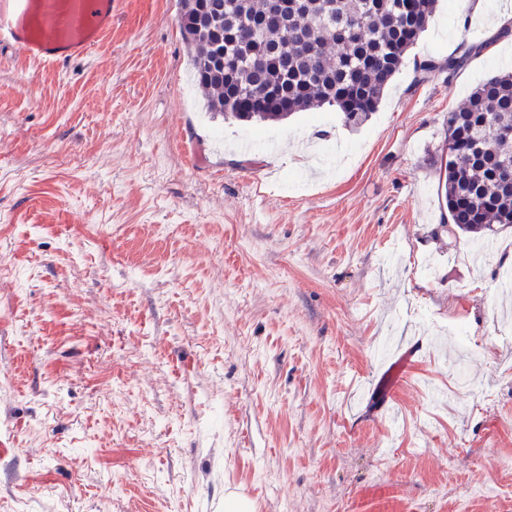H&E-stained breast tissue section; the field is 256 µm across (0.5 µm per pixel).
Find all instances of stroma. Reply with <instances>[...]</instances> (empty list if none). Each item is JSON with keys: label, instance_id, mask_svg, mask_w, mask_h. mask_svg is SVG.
Masks as SVG:
<instances>
[{"label": "stroma", "instance_id": "stroma-1", "mask_svg": "<svg viewBox=\"0 0 512 512\" xmlns=\"http://www.w3.org/2000/svg\"><path fill=\"white\" fill-rule=\"evenodd\" d=\"M486 6L440 0L355 130L211 115L178 0H116L80 62L0 45V512H354L385 481L401 512H512V228L473 253L438 190L448 112L512 39L413 82L512 17ZM507 23L511 24V33L509 34V27H503L505 25L503 24L489 42L468 41V37L462 34L460 51L449 55L448 58L442 61L428 60L423 64L421 63L417 71L418 75L416 81L418 83H424L436 72L445 74V79L448 80V82L452 81L467 68L471 58L480 54L490 42L508 39L512 36V22ZM414 355L415 353L411 348L405 350L380 376L377 392L370 400L371 405H374L376 414L385 410L395 391L404 382Z\"/></svg>", "mask_w": 512, "mask_h": 512}]
</instances>
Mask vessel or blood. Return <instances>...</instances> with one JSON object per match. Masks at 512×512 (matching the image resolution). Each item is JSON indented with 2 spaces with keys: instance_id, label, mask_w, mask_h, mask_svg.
I'll return each mask as SVG.
<instances>
[{
  "instance_id": "1",
  "label": "vessel or blood",
  "mask_w": 512,
  "mask_h": 512,
  "mask_svg": "<svg viewBox=\"0 0 512 512\" xmlns=\"http://www.w3.org/2000/svg\"><path fill=\"white\" fill-rule=\"evenodd\" d=\"M115 0H0V45L7 44L25 59L51 63L83 59L112 31ZM405 350L382 373L370 403L384 411L413 362ZM373 512H395L398 489L372 484L359 492Z\"/></svg>"
}]
</instances>
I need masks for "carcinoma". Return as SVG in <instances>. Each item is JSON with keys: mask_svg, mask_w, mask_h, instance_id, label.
Instances as JSON below:
<instances>
[{"mask_svg": "<svg viewBox=\"0 0 512 512\" xmlns=\"http://www.w3.org/2000/svg\"><path fill=\"white\" fill-rule=\"evenodd\" d=\"M437 0H179L180 34L207 107L226 120L280 121L334 107L359 126L381 102L427 30ZM487 46L462 36L460 51L419 65L417 82L448 81ZM448 158L439 189L448 223L487 240L512 227V71L475 86L445 120Z\"/></svg>", "mask_w": 512, "mask_h": 512, "instance_id": "carcinoma-1", "label": "carcinoma"}]
</instances>
